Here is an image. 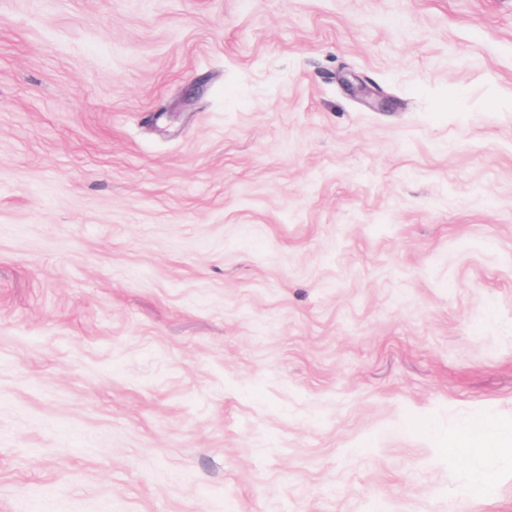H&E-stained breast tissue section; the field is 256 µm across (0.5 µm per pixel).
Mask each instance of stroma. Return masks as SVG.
<instances>
[{
	"instance_id": "35a3bbf8",
	"label": "stroma",
	"mask_w": 512,
	"mask_h": 512,
	"mask_svg": "<svg viewBox=\"0 0 512 512\" xmlns=\"http://www.w3.org/2000/svg\"><path fill=\"white\" fill-rule=\"evenodd\" d=\"M476 423L512 0H0V512H512ZM448 453L451 454L455 466H464L471 456L480 454L489 448L486 437V426L474 425L458 434L452 439L448 438Z\"/></svg>"
}]
</instances>
